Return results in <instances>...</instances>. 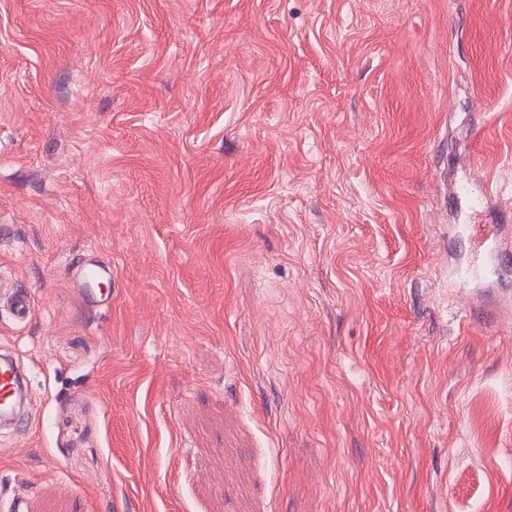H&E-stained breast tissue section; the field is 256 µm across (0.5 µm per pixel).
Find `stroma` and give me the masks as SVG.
Here are the masks:
<instances>
[{
	"mask_svg": "<svg viewBox=\"0 0 512 512\" xmlns=\"http://www.w3.org/2000/svg\"><path fill=\"white\" fill-rule=\"evenodd\" d=\"M1 224L0 512H512V0H0ZM499 224H470L469 236L479 261L487 249L491 247L495 255L500 258L503 254H510L512 250L511 237L499 231ZM0 288L1 307L7 306L14 320L18 323L26 322L35 312V304L31 295L26 291L19 290L18 288H11L10 290L13 293L6 301L3 302V276L0 278ZM19 366L12 357H0V417L11 418L16 412Z\"/></svg>",
	"mask_w": 512,
	"mask_h": 512,
	"instance_id": "stroma-1",
	"label": "stroma"
}]
</instances>
